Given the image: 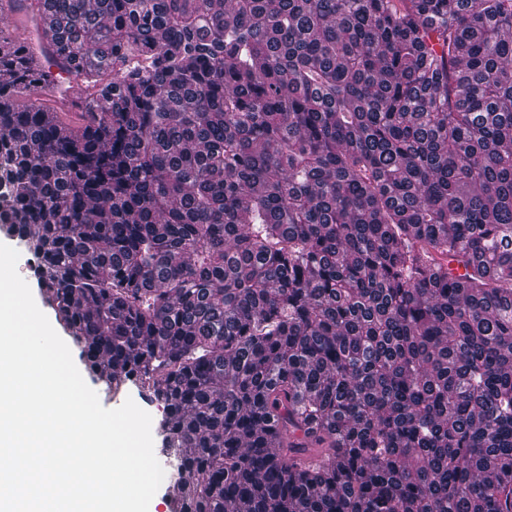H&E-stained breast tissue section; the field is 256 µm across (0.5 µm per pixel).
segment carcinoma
Here are the masks:
<instances>
[{
    "label": "carcinoma",
    "mask_w": 512,
    "mask_h": 512,
    "mask_svg": "<svg viewBox=\"0 0 512 512\" xmlns=\"http://www.w3.org/2000/svg\"><path fill=\"white\" fill-rule=\"evenodd\" d=\"M34 3L87 115L7 39L0 235L169 512H512V0ZM0 243L9 245L19 252V259L17 262L18 274L29 284L37 306L47 316L52 327L68 345L76 367L78 368L87 385L91 387L94 391H96L103 407L108 409L118 408L125 402V400L128 397H131L140 408H142L151 415V432L154 443V453L157 460L160 462V465L164 469L165 476L160 488L158 489L156 495L154 496L149 505L148 512H169V509L166 504L165 492L167 486L170 484L172 480L173 475H176L177 471H174L171 467V464L169 463V460L173 461L174 459H176L175 454L172 453L170 459H168L166 456H163L160 453L161 441L160 438L157 436L156 426L159 419L162 418V406H159L157 403L148 402L140 394L139 388L133 384H130L129 387L124 392H121L118 395H113L112 392H108L106 385L103 382L96 380V378H94L89 373L84 362L80 358V349L76 344L75 340L73 339L72 336L66 334L61 329V327L56 323L52 312L43 305L38 289L33 286L31 272L29 271V268L26 264L28 256L24 252L23 247L20 244H18V241L5 238L3 236H0Z\"/></svg>",
    "instance_id": "cac0c4a2"
}]
</instances>
